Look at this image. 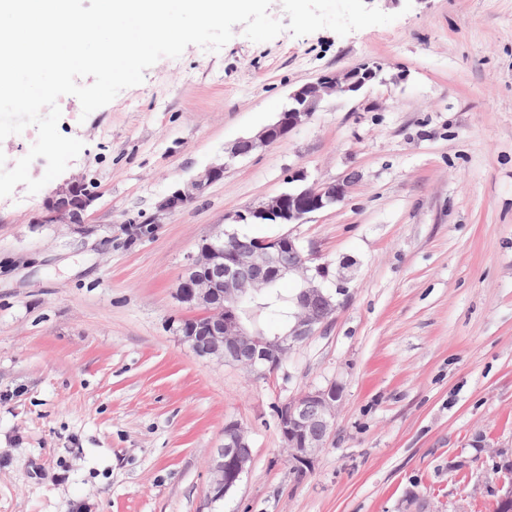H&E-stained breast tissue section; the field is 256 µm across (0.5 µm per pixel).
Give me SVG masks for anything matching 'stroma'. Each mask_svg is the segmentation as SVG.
Segmentation results:
<instances>
[{
    "label": "stroma",
    "instance_id": "obj_1",
    "mask_svg": "<svg viewBox=\"0 0 512 512\" xmlns=\"http://www.w3.org/2000/svg\"><path fill=\"white\" fill-rule=\"evenodd\" d=\"M373 5L394 22L265 43L237 25L89 116L60 98V133L84 144L67 172L97 198L80 229L35 223L47 190L0 198V512H491L512 459V0ZM362 66L382 73L225 164L292 90ZM299 170L349 188L249 230L327 268L333 321L262 377L196 357L176 289L199 241ZM332 382L335 432L297 476L273 408ZM229 422L252 461L211 505Z\"/></svg>",
    "mask_w": 512,
    "mask_h": 512
}]
</instances>
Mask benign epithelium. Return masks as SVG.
<instances>
[{"mask_svg":"<svg viewBox=\"0 0 512 512\" xmlns=\"http://www.w3.org/2000/svg\"><path fill=\"white\" fill-rule=\"evenodd\" d=\"M382 68H359L340 77L325 75L295 89L277 120L252 137L240 138L231 146L227 159L245 157L259 146L276 142L304 124L325 97L358 92L376 79ZM306 176L297 172L290 182L297 186L271 197L247 213L236 216L238 222L260 221L288 226L303 224L308 216L324 210L345 194L347 184L325 187L303 186ZM94 201V192L86 188L85 178L75 175L60 184L49 196L36 224L85 223V214ZM290 275L300 280L302 291L286 329L273 336L255 329L245 320L238 300L257 293L271 282ZM327 271L311 266L295 238L283 234L260 238L243 246L237 233L219 230L205 237L191 257L186 274L176 291L186 308L197 311L180 328L183 341L198 357L239 366L250 373L263 368L278 369L284 354L327 326L340 302L321 281ZM224 350L214 348V340ZM343 400L342 387L333 382L315 388L279 406L277 425L288 459L296 468H309L325 448L336 414ZM252 458L247 431L237 422L224 425V444L210 462L211 482L208 500L215 504L233 492L242 480ZM492 512H512V482H503L492 503Z\"/></svg>","mask_w":512,"mask_h":512,"instance_id":"obj_1","label":"benign epithelium"}]
</instances>
